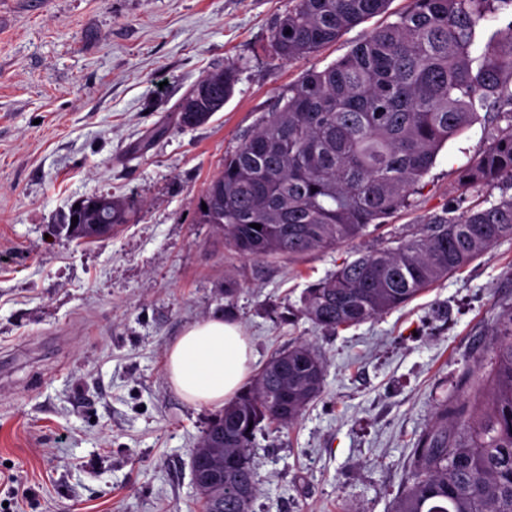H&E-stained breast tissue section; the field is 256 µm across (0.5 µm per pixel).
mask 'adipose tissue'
<instances>
[{
	"label": "adipose tissue",
	"mask_w": 512,
	"mask_h": 512,
	"mask_svg": "<svg viewBox=\"0 0 512 512\" xmlns=\"http://www.w3.org/2000/svg\"><path fill=\"white\" fill-rule=\"evenodd\" d=\"M252 359L250 338L235 319L214 317L185 327L170 345L165 371L189 404L223 407L245 381Z\"/></svg>",
	"instance_id": "1"
}]
</instances>
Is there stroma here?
<instances>
[{
    "mask_svg": "<svg viewBox=\"0 0 512 512\" xmlns=\"http://www.w3.org/2000/svg\"><path fill=\"white\" fill-rule=\"evenodd\" d=\"M289 4L0 0V502L18 487L24 512H202L191 458L215 410L173 390L165 359L187 324L228 308L252 339V371L298 341L326 366L295 423L256 435L254 512H394L438 406L491 354L512 310L509 239L375 320L327 331L297 315L304 289L358 252L398 245L423 216L512 195L506 181L457 184L488 142L484 120L440 151L410 207L335 249L253 259L200 222L207 183L277 95L409 0L292 61L271 47ZM224 67L231 99L181 127L176 102ZM92 194L136 213L83 243L60 219Z\"/></svg>",
    "mask_w": 512,
    "mask_h": 512,
    "instance_id": "35a3bbf8",
    "label": "stroma"
}]
</instances>
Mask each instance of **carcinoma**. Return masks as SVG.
<instances>
[{"label": "carcinoma", "mask_w": 512, "mask_h": 512, "mask_svg": "<svg viewBox=\"0 0 512 512\" xmlns=\"http://www.w3.org/2000/svg\"><path fill=\"white\" fill-rule=\"evenodd\" d=\"M272 47L305 58L347 29L385 12L390 0H292ZM512 0H411L398 20L365 35L322 70L306 71L224 156L203 194L205 224L253 258H290L352 241L409 206L440 150L484 111L508 121L458 174L463 188L512 182V36L480 41L483 21ZM231 68L193 84L197 115L175 105L180 126L205 125L234 93ZM94 217L118 229L129 201L90 195ZM261 225L257 230L251 224ZM512 239V196L460 215L430 216L395 247L365 251L301 296L298 313L334 331L397 309ZM324 363L297 342L272 355L249 386L215 414L192 460H224V482L246 498L197 490L204 512H252L259 492L249 448L262 424L295 422L321 392ZM487 386L477 406L443 407L421 442L412 481L395 512H512V312L500 323L491 368L465 375Z\"/></svg>", "instance_id": "obj_1"}]
</instances>
